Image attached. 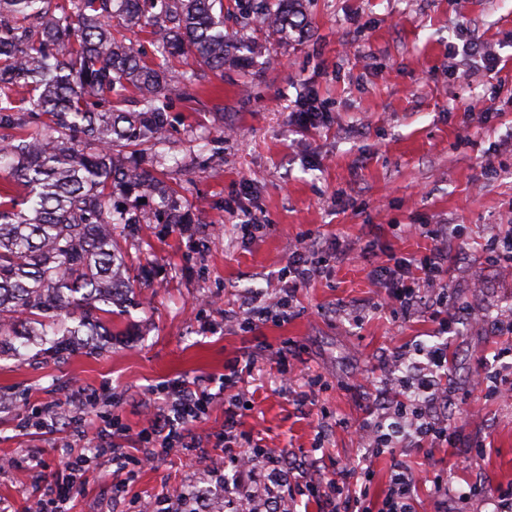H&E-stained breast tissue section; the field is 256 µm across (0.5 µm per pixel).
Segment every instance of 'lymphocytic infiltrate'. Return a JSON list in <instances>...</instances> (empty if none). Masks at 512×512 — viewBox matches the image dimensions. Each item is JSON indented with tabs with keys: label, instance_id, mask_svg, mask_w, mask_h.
<instances>
[{
	"label": "lymphocytic infiltrate",
	"instance_id": "lymphocytic-infiltrate-1",
	"mask_svg": "<svg viewBox=\"0 0 512 512\" xmlns=\"http://www.w3.org/2000/svg\"><path fill=\"white\" fill-rule=\"evenodd\" d=\"M435 240L436 246L422 256H399L392 252L384 253L382 259H375L377 250L374 240H367L359 251L364 259H371L370 279L384 290L383 307L413 310L427 289H437V297L431 307L432 317L442 333H449L452 325L469 319V309L448 305V289L445 277L448 272V256L443 251L442 242L456 238L457 231L447 224H439L427 231ZM317 248L312 239H304L299 249L291 252L286 264L280 269L279 276L288 280L289 286L271 305L258 307L247 304L235 317L239 329L255 328L257 323L271 316L288 319L299 288L314 280L321 268L314 260ZM417 358L408 361L409 373L402 379L404 395L398 399L391 414V423L384 421L364 422L359 432L369 435L371 445L378 451L393 455V468L389 489L382 499L377 512H416V481L411 468L398 458V436L404 422L414 426V443L423 447L425 442L455 443L459 435L451 430L441 411L451 405L453 395L442 376L448 369V345L437 343L430 347H421L416 351ZM162 409L153 416L150 423L139 433V445L145 460L158 459L173 448L197 447V440L191 439L189 425L203 419L212 408L216 396L209 387L195 382L176 381L161 385ZM79 433L73 442L77 455L68 457L62 464L67 474V484L58 488L57 500L67 504L68 484L80 480L88 458L81 449L86 443L104 449L112 460H123L128 452L119 440L121 433L117 424L99 425L87 418H79ZM354 464L346 462L336 466L335 476L329 479L330 491L320 502L323 512H368L363 499L369 494L368 487H361L358 495L349 497L343 490L349 485L355 473Z\"/></svg>",
	"mask_w": 512,
	"mask_h": 512
}]
</instances>
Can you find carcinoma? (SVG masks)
I'll use <instances>...</instances> for the list:
<instances>
[{"label":"carcinoma","instance_id":"cac0c4a2","mask_svg":"<svg viewBox=\"0 0 512 512\" xmlns=\"http://www.w3.org/2000/svg\"><path fill=\"white\" fill-rule=\"evenodd\" d=\"M306 31L304 0H0V356L21 338L70 337L58 355L112 335L133 290L118 237L151 223L139 200L159 199L158 224L194 222L157 173L172 100L197 69L243 71Z\"/></svg>","mask_w":512,"mask_h":512}]
</instances>
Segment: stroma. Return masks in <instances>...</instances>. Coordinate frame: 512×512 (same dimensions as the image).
<instances>
[{
  "instance_id": "obj_1",
  "label": "stroma",
  "mask_w": 512,
  "mask_h": 512,
  "mask_svg": "<svg viewBox=\"0 0 512 512\" xmlns=\"http://www.w3.org/2000/svg\"><path fill=\"white\" fill-rule=\"evenodd\" d=\"M307 14L304 39L271 49L246 74L201 72L191 98L174 101L170 148L183 164L169 183L200 221L137 224L121 240L126 277L148 282L116 308L118 335L60 358L36 345L0 358V459L13 462L0 472V512H39L31 483L54 488L79 390L86 418H117L132 461L93 460L68 512H138L142 501L183 490L204 491L203 512H224L193 455L176 449L138 466V434L160 406L157 386L177 379L218 392L193 436L221 432L218 388L246 358L254 369L239 433L320 486L337 461H366L377 507L390 462L355 427L376 394L399 390L394 348L441 337L429 310L379 309L365 263L334 256L372 233L380 250L422 255L431 241L418 224L460 226L448 302L479 317L457 326L449 350L448 423L460 440L408 451L417 510L434 512L443 479L453 488L448 512H498V489L512 487V399L499 395L512 387V338L497 330L512 316V274L490 244L512 225V0H311ZM470 41L494 54L495 67L464 57ZM304 99L315 121L301 118ZM249 219L266 231L245 245L238 226ZM306 235L327 266L300 288L292 318L248 332L225 323L253 293L278 296V271ZM290 340L299 351L285 389L278 361ZM308 389L313 403L299 405ZM48 407L55 416L45 427ZM474 483L484 491L471 497Z\"/></svg>"
}]
</instances>
